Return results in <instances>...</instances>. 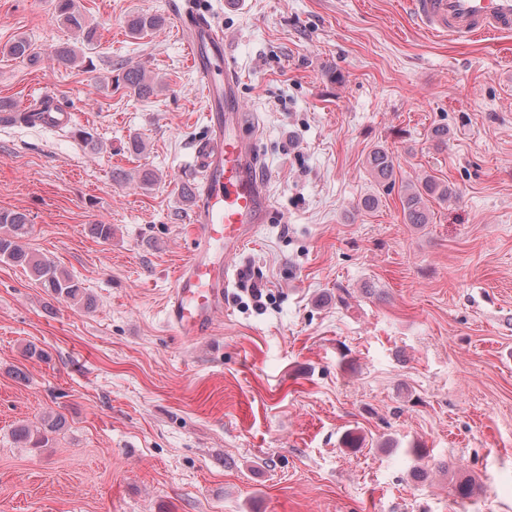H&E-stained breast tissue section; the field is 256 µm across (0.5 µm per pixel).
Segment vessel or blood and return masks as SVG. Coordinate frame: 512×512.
<instances>
[{"mask_svg":"<svg viewBox=\"0 0 512 512\" xmlns=\"http://www.w3.org/2000/svg\"><path fill=\"white\" fill-rule=\"evenodd\" d=\"M431 34L454 40L512 32V0H409ZM192 63L209 100L210 136L195 150L202 186L192 215L193 249L166 300V322L179 336L209 334L224 308L230 260L268 223L271 206L259 171L255 136L241 107L238 74L222 30L204 10L185 8L179 18Z\"/></svg>","mask_w":512,"mask_h":512,"instance_id":"b4317fda","label":"vessel or blood"}]
</instances>
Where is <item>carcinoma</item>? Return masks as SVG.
Masks as SVG:
<instances>
[{"instance_id":"carcinoma-1","label":"carcinoma","mask_w":512,"mask_h":512,"mask_svg":"<svg viewBox=\"0 0 512 512\" xmlns=\"http://www.w3.org/2000/svg\"><path fill=\"white\" fill-rule=\"evenodd\" d=\"M57 13L62 23L77 36V44L58 46L53 54L57 63L73 67L85 60V51L93 50L98 45L96 27L90 24L80 12L74 0H57ZM164 19L157 15L138 14L127 21L128 33L133 38H143L159 30ZM0 52L16 59L34 62L39 59V52L26 39L19 38L0 49ZM122 81L130 93L139 99H147L159 91L160 85L141 65L123 69ZM372 175L378 183L390 191L396 184L394 162L391 154L383 147L370 152L366 160ZM451 190L430 177L419 185L407 186L403 190L402 206L404 217L410 224L429 223L430 200H446ZM31 229L29 214L19 210L0 211V261L20 266L42 288L55 298L65 302L89 308L92 298L86 293L82 283L70 274L62 271L53 262L38 258L26 248L24 240ZM65 418L60 414L46 416L41 426L35 430L26 425H19L13 431L14 439L32 448H43L49 443V436L59 433L65 427Z\"/></svg>"}]
</instances>
